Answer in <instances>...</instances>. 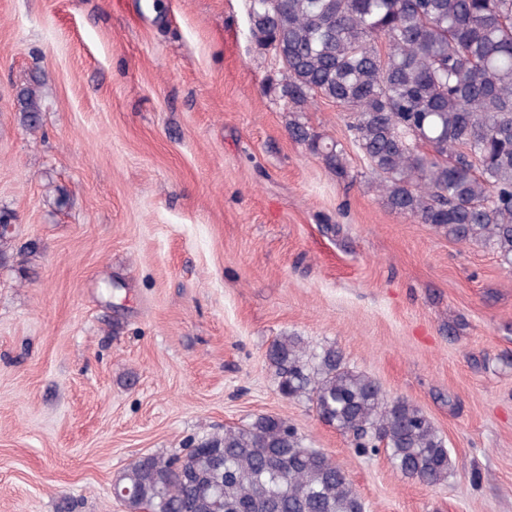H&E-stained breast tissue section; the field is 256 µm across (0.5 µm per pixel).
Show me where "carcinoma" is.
<instances>
[{"label": "carcinoma", "mask_w": 512, "mask_h": 512, "mask_svg": "<svg viewBox=\"0 0 512 512\" xmlns=\"http://www.w3.org/2000/svg\"><path fill=\"white\" fill-rule=\"evenodd\" d=\"M249 18L253 41L281 66L271 88L293 139L346 176L343 146L300 121L309 103H336L391 211L512 266V0H270L267 9L250 0ZM21 101L36 127L35 90ZM267 359L281 396L307 399L357 453L382 449L402 476L431 486L448 478L431 419L388 399L335 347L310 351L283 336ZM197 447L143 456L117 475L129 512H364L346 473L282 416L226 427Z\"/></svg>", "instance_id": "obj_1"}]
</instances>
